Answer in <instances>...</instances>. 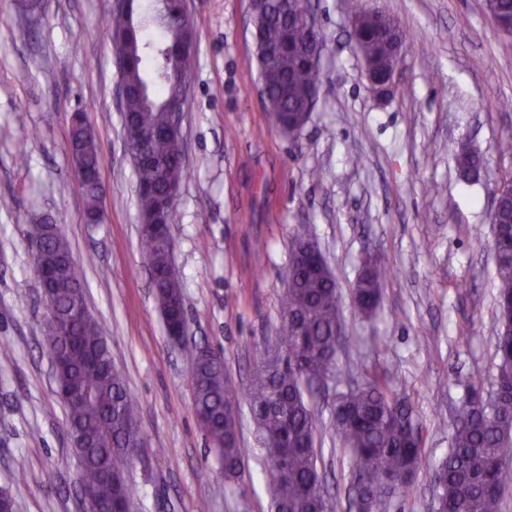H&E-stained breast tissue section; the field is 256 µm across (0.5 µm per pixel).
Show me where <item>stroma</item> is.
Instances as JSON below:
<instances>
[{"instance_id": "1", "label": "stroma", "mask_w": 512, "mask_h": 512, "mask_svg": "<svg viewBox=\"0 0 512 512\" xmlns=\"http://www.w3.org/2000/svg\"><path fill=\"white\" fill-rule=\"evenodd\" d=\"M36 2L26 12L0 0V489L18 512L86 510L23 234L49 222L69 242L137 412L142 443L125 467L131 512H198L203 501L208 512H273L247 402L238 410L242 478L228 481L209 453L192 411L191 365L165 334L142 263L136 173L104 33L113 0ZM309 3L325 42L321 86L304 129L289 137L257 92L249 0L189 2L198 52L183 112L188 177L172 224L188 339L222 350L227 375L246 389L278 332L291 243L307 225L340 293V370L377 366L418 411L423 468L387 512H431L430 474L448 454L455 412L496 376L489 211L495 186L512 180V37L486 0H361L405 32L396 87L380 97L350 37L351 0ZM79 110L99 143L98 224L85 219L69 151ZM466 140L487 158L475 182L456 168ZM370 248L391 273L366 320L351 289ZM343 375L318 398L332 512H349L350 458L324 426L346 390Z\"/></svg>"}]
</instances>
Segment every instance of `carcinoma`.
<instances>
[{"label":"carcinoma","mask_w":512,"mask_h":512,"mask_svg":"<svg viewBox=\"0 0 512 512\" xmlns=\"http://www.w3.org/2000/svg\"><path fill=\"white\" fill-rule=\"evenodd\" d=\"M262 22L256 31L259 80L278 98V109L288 113L292 132L303 129V113L313 106L311 94L319 88L320 69L312 63L318 31L303 25L305 0H264ZM163 30L159 46L144 40V30ZM110 36L120 39L124 56L122 78L128 88L123 105L124 126L164 129L168 112L183 103L187 94L181 75L192 74L196 41L192 27L176 14L170 0H157L152 12L127 24L115 14ZM358 48L380 65L392 59L390 44L379 40L375 27L357 32ZM144 149L155 163L136 168L138 211L145 215L158 206L159 198L180 186L185 167L174 162L182 143L172 135L147 139ZM71 155L83 165L100 169L97 139L82 128L71 129ZM484 157L467 144L460 145L456 164L468 177ZM86 220L97 223L101 192L95 182L82 188ZM30 240L46 246L47 257L60 266L50 296L54 310L71 314L86 301L79 267L69 263L70 246L54 224H33ZM140 249L148 268L158 274L165 331L182 327L183 291L172 272V251L162 246L152 230H140ZM294 277L281 298L279 336L272 342L261 368L248 389V402L269 463L274 502L284 512H331L323 491L315 448L317 418L308 382L337 373L336 354L341 338L336 334L339 293L329 268L306 225H299L292 244ZM389 272L382 255L366 257L351 292L358 313L368 318L376 310L381 285ZM498 332L494 351L497 368L512 371V254L495 261ZM66 367L56 376L57 395L66 411V431L77 445L80 481L94 488L96 504L91 512H105L129 497L124 483L111 480L106 471L131 457L140 446L137 416L121 374L112 365V354L95 318L74 321L69 333L57 337ZM193 366V411L208 448L224 466L227 478L239 477L244 453L237 438V397L224 370L221 354L209 347L184 348ZM329 428L352 454L353 476L365 485L366 512L387 508L385 477H399L392 496L410 491L421 472L424 457L418 415L411 400L392 379L376 370H365L339 396ZM497 457L512 459V384L504 386L492 409L482 404V391L471 388L459 407L448 457L432 474L442 512H502L504 492L512 487V466L495 468Z\"/></svg>","instance_id":"obj_1"}]
</instances>
